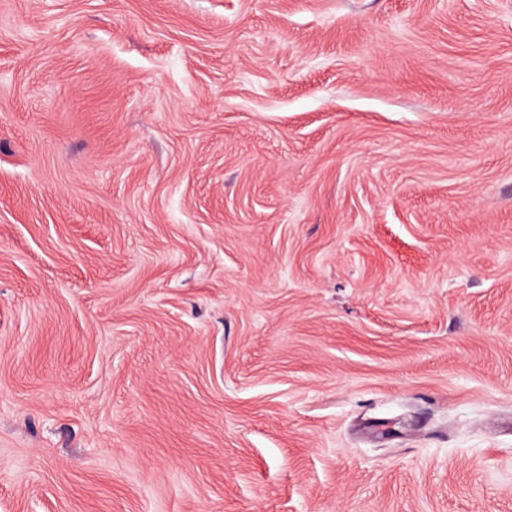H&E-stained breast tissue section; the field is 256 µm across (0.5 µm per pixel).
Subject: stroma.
<instances>
[{"mask_svg":"<svg viewBox=\"0 0 512 512\" xmlns=\"http://www.w3.org/2000/svg\"><path fill=\"white\" fill-rule=\"evenodd\" d=\"M0 512H512V0H0Z\"/></svg>","mask_w":512,"mask_h":512,"instance_id":"35a3bbf8","label":"stroma"}]
</instances>
